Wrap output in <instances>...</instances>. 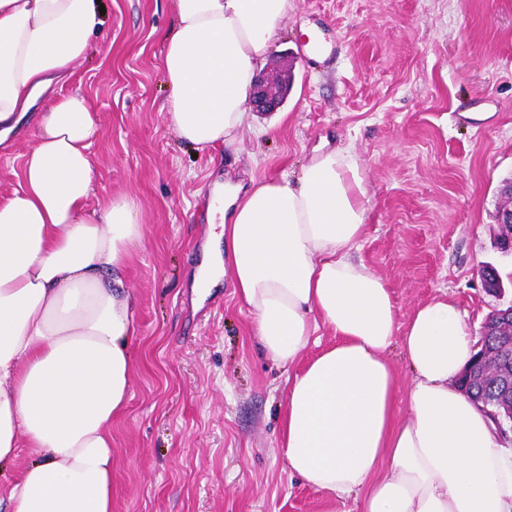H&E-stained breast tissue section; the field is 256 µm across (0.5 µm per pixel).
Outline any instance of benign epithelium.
Segmentation results:
<instances>
[{
    "label": "benign epithelium",
    "mask_w": 512,
    "mask_h": 512,
    "mask_svg": "<svg viewBox=\"0 0 512 512\" xmlns=\"http://www.w3.org/2000/svg\"><path fill=\"white\" fill-rule=\"evenodd\" d=\"M290 67L283 62L270 73L259 76L250 99L255 112H275L285 103L290 87ZM497 223L501 228L498 245L512 253V207L502 205L497 210ZM484 341L464 375L481 381L489 376L499 377L501 394L496 398L499 411L492 413L498 428L502 420L512 424V304L493 310L485 319Z\"/></svg>",
    "instance_id": "1"
}]
</instances>
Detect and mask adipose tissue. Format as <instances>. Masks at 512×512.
<instances>
[{"label": "adipose tissue", "mask_w": 512, "mask_h": 512, "mask_svg": "<svg viewBox=\"0 0 512 512\" xmlns=\"http://www.w3.org/2000/svg\"><path fill=\"white\" fill-rule=\"evenodd\" d=\"M170 5L166 119L196 148L234 145L288 0ZM102 25L97 0H0V145L40 111L18 185L0 199V468L30 456L8 489L11 512H112V420L132 396L136 339L120 275L146 226L126 195L88 210L99 118L84 95L50 94ZM365 196L347 149L247 189L216 181L220 229L194 293L229 278L261 348L284 366L320 328L335 336L288 379L292 474L360 500L361 512H512V443L456 385L477 340L445 295L401 318L384 278L352 260ZM395 344L411 371L403 397L386 356Z\"/></svg>", "instance_id": "1"}]
</instances>
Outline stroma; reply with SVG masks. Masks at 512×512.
<instances>
[{"instance_id":"1","label":"stroma","mask_w":512,"mask_h":512,"mask_svg":"<svg viewBox=\"0 0 512 512\" xmlns=\"http://www.w3.org/2000/svg\"><path fill=\"white\" fill-rule=\"evenodd\" d=\"M103 5V30L62 92L86 95L99 115L88 209L129 193L147 226L123 273L139 340L132 397L112 422V512H359L289 472V370L261 349L231 284L202 301L192 293L209 191L223 176L292 174L350 149L366 186L356 258L386 280L401 316L445 294L480 333L512 304V254L498 249L495 221L512 179V0H290L269 55L294 73L277 131L257 119L206 151L165 117L168 0ZM36 123L28 114L0 153V197ZM488 264L502 295L482 285Z\"/></svg>"}]
</instances>
